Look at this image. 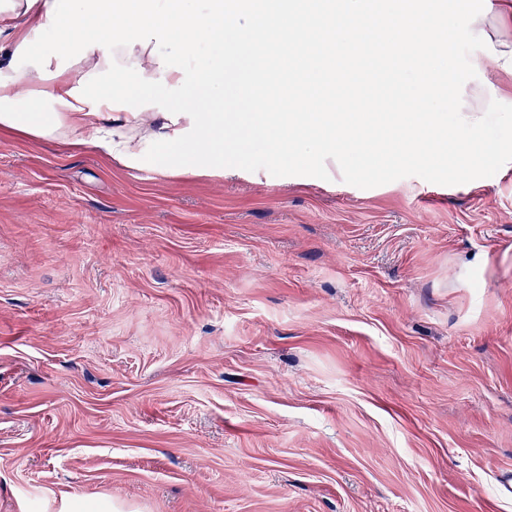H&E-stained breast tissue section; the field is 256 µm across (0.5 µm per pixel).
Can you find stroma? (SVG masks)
<instances>
[{
	"label": "stroma",
	"instance_id": "obj_1",
	"mask_svg": "<svg viewBox=\"0 0 512 512\" xmlns=\"http://www.w3.org/2000/svg\"><path fill=\"white\" fill-rule=\"evenodd\" d=\"M327 170L0 135V512H512V162Z\"/></svg>",
	"mask_w": 512,
	"mask_h": 512
}]
</instances>
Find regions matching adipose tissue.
<instances>
[{"instance_id":"1","label":"adipose tissue","mask_w":512,"mask_h":512,"mask_svg":"<svg viewBox=\"0 0 512 512\" xmlns=\"http://www.w3.org/2000/svg\"><path fill=\"white\" fill-rule=\"evenodd\" d=\"M54 0H0V132L56 146L91 148L98 156L135 168L141 163L149 139L173 135L189 127L188 118L166 119L151 108L134 115L101 107L91 113L89 104L76 101L70 90L81 77L106 69L102 50L88 51L53 79H40L36 68L12 70L9 63L23 40L45 29Z\"/></svg>"}]
</instances>
